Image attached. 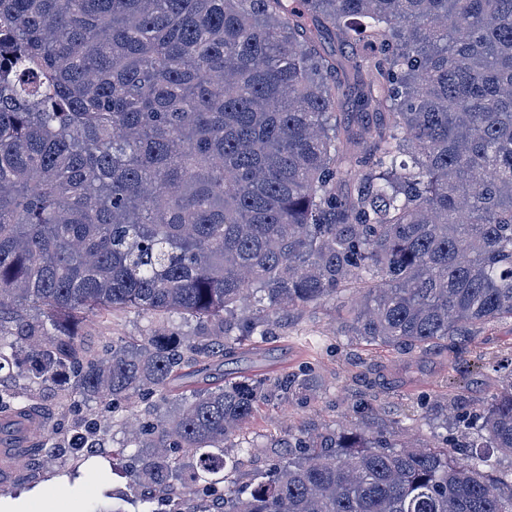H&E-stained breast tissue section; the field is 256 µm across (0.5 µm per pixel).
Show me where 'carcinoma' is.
<instances>
[{
  "label": "carcinoma",
  "mask_w": 512,
  "mask_h": 512,
  "mask_svg": "<svg viewBox=\"0 0 512 512\" xmlns=\"http://www.w3.org/2000/svg\"><path fill=\"white\" fill-rule=\"evenodd\" d=\"M361 112L339 120L336 61ZM351 290L343 332L411 351L512 319V0H0V360L29 387L163 401L172 382L272 334L278 313ZM255 299V309L241 303ZM134 309L201 324L91 356L80 325ZM308 369L183 394L131 433L167 512H512L475 455L370 435L288 442L235 479L240 430ZM458 448L512 457V371ZM43 430L0 388V433ZM197 459L174 479L182 456Z\"/></svg>",
  "instance_id": "cac0c4a2"
}]
</instances>
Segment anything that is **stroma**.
Here are the masks:
<instances>
[{
	"label": "stroma",
	"instance_id": "35a3bbf8",
	"mask_svg": "<svg viewBox=\"0 0 512 512\" xmlns=\"http://www.w3.org/2000/svg\"><path fill=\"white\" fill-rule=\"evenodd\" d=\"M349 294L280 318L274 336L267 342L246 347L243 360L215 365L213 378L223 372L242 371L274 378L303 368L312 373V389L306 402L273 400L261 407L238 435L249 452L238 473L248 480L254 472L268 468L281 454L278 440L291 434L304 435L322 429H337L358 421L357 406L371 407L373 431L400 436L409 429L421 442L441 445L443 436H455V429L439 427L440 408L448 402L474 408L486 402L499 385L504 368L512 366V319L486 325L476 339V348L447 350L426 347L411 352L373 349L341 332ZM165 326L182 336L197 332L195 322L178 313L144 314L128 310L113 316L105 325L89 324L82 330L88 354H98L113 337H140ZM70 384L65 378L33 389V403L51 433L26 437L34 448L57 447L56 456L42 457L40 476L33 485H11L0 494V512L17 505L30 512H110L114 496H121L124 512H164L157 494L146 485L130 480L123 460L114 448L127 443L128 427L148 418L145 404L121 410L108 417L100 433L98 458L86 461L70 445L73 429L92 420L99 406L89 401L79 411L63 409Z\"/></svg>",
	"mask_w": 512,
	"mask_h": 512
}]
</instances>
